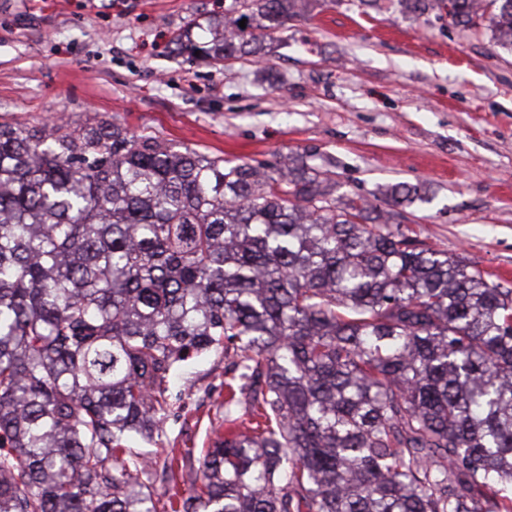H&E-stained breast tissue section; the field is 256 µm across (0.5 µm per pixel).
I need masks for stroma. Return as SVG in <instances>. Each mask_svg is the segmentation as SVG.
I'll use <instances>...</instances> for the list:
<instances>
[{
  "instance_id": "stroma-1",
  "label": "stroma",
  "mask_w": 512,
  "mask_h": 512,
  "mask_svg": "<svg viewBox=\"0 0 512 512\" xmlns=\"http://www.w3.org/2000/svg\"><path fill=\"white\" fill-rule=\"evenodd\" d=\"M231 0H0V123L104 121L251 164L310 156L341 194L405 183L409 228L512 288V51L431 12L319 0L259 61L211 66L174 36ZM223 352L172 379L155 462L224 427Z\"/></svg>"
}]
</instances>
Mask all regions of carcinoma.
<instances>
[{
  "label": "carcinoma",
  "mask_w": 512,
  "mask_h": 512,
  "mask_svg": "<svg viewBox=\"0 0 512 512\" xmlns=\"http://www.w3.org/2000/svg\"><path fill=\"white\" fill-rule=\"evenodd\" d=\"M245 2L175 51L256 57L309 0ZM390 4L512 50V0ZM335 188L302 158L1 123L0 512H512V288L402 225L421 189ZM218 349L224 434L154 469L133 441Z\"/></svg>",
  "instance_id": "carcinoma-1"
}]
</instances>
